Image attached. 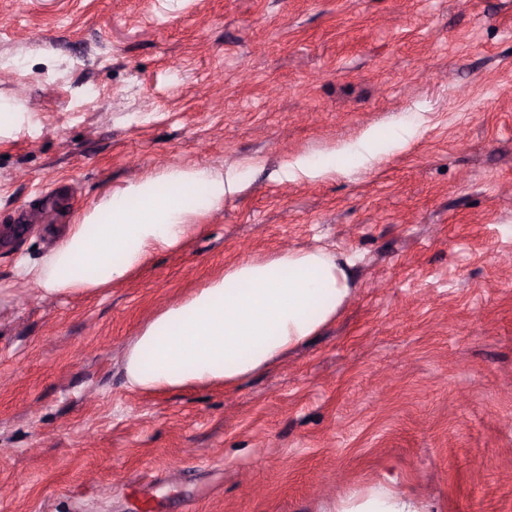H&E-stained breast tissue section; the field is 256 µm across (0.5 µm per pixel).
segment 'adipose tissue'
<instances>
[{
    "label": "adipose tissue",
    "mask_w": 512,
    "mask_h": 512,
    "mask_svg": "<svg viewBox=\"0 0 512 512\" xmlns=\"http://www.w3.org/2000/svg\"><path fill=\"white\" fill-rule=\"evenodd\" d=\"M241 185L235 168L147 174L70 224L34 280L49 294L121 284L157 255L181 249ZM350 292L345 265L321 250L244 258L134 337L124 358L127 384L145 394L232 387L318 332Z\"/></svg>",
    "instance_id": "ef3b65f1"
}]
</instances>
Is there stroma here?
Masks as SVG:
<instances>
[{
	"label": "stroma",
	"mask_w": 512,
	"mask_h": 512,
	"mask_svg": "<svg viewBox=\"0 0 512 512\" xmlns=\"http://www.w3.org/2000/svg\"><path fill=\"white\" fill-rule=\"evenodd\" d=\"M0 512H512V0H0ZM99 96L87 101L85 91ZM305 157L336 168L295 172ZM239 166L124 283L30 279L104 195ZM350 264L335 318L236 389L122 361L246 256ZM411 499L399 494L388 485H381L361 502L345 512H422Z\"/></svg>",
	"instance_id": "obj_1"
}]
</instances>
